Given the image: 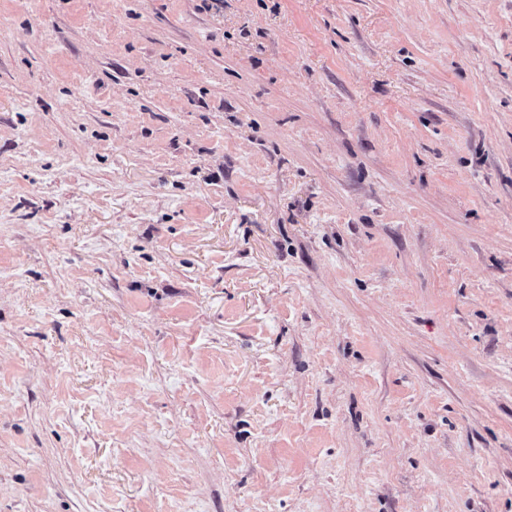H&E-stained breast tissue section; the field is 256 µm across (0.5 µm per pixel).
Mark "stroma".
Segmentation results:
<instances>
[{
	"label": "stroma",
	"instance_id": "1",
	"mask_svg": "<svg viewBox=\"0 0 512 512\" xmlns=\"http://www.w3.org/2000/svg\"><path fill=\"white\" fill-rule=\"evenodd\" d=\"M0 512H512V0H0Z\"/></svg>",
	"mask_w": 512,
	"mask_h": 512
}]
</instances>
